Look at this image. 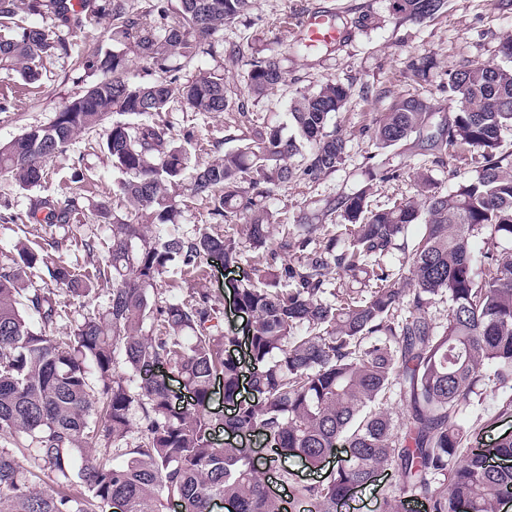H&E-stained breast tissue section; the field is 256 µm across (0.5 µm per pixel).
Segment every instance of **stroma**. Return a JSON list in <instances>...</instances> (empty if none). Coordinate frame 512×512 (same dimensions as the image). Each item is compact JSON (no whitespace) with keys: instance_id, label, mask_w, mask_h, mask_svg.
I'll list each match as a JSON object with an SVG mask.
<instances>
[{"instance_id":"obj_1","label":"stroma","mask_w":512,"mask_h":512,"mask_svg":"<svg viewBox=\"0 0 512 512\" xmlns=\"http://www.w3.org/2000/svg\"><path fill=\"white\" fill-rule=\"evenodd\" d=\"M392 3L393 0H253L249 13L224 29L228 56L218 61L203 60V68L223 71L233 79V87L240 93L244 87L239 77L245 72L252 51L284 52L276 38L281 14L290 12L299 18L317 8L330 7L348 24V36L342 45L305 56L287 54L285 83L247 105L248 112L257 114L261 120L283 124L288 119V101L296 93L315 91L319 84L331 80L351 88L347 107L332 119L337 131L348 140L345 162L330 177L317 183H295L286 193L270 200L269 207L281 223H298L312 200L336 198L362 185L361 168L372 151L363 131L374 124L395 97L418 94L427 97L436 111L453 112L454 104L442 90L449 71L471 61L499 63V44L512 37V0H447L440 13L420 22L395 14ZM364 14L369 17L368 26H354V19ZM111 44L109 18L93 16L75 34L70 57L47 60L39 81L29 83L17 75L0 77V94L9 97L7 107L0 110V144L29 128L48 124L66 101L93 82L92 73L85 67L89 56L96 48ZM423 54L433 55L438 65L428 81L419 83L407 64L410 58ZM163 118L175 131L193 130L213 157L228 148L224 141L225 126L243 122L234 111L207 118L183 111L177 103L172 104ZM74 166L83 170L84 182L69 183L70 169ZM50 169L51 177L39 187V194L58 198L80 196L83 212L79 223L66 230L35 227L26 219L28 191L0 174V206H8L13 216L10 222H0V262L8 260L15 242L25 236L38 243L66 236L73 241L70 255L79 263L92 258L104 262L106 252L88 257L79 241L87 237H109L110 231L98 222L94 207L111 200L118 171L104 152L89 149L81 141L54 158ZM238 277V269L225 267L217 260L209 267L201 285L220 302L225 324L241 328L246 324V316L233 307Z\"/></svg>"}]
</instances>
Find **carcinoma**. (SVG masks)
<instances>
[{
	"label": "carcinoma",
	"instance_id": "obj_1",
	"mask_svg": "<svg viewBox=\"0 0 512 512\" xmlns=\"http://www.w3.org/2000/svg\"><path fill=\"white\" fill-rule=\"evenodd\" d=\"M445 0H394L393 9L422 21ZM252 0H155L145 10L130 0H0V74L29 81L43 60L70 56L86 13L112 20V49L90 57L98 78L46 126L0 145V174L24 189L39 185L47 164L76 138L112 119L105 148L122 178L117 208L97 205L109 226L110 260L81 266L65 257V239L34 248L18 242L0 265V512H337L383 468L397 481L381 494L378 512H501L512 501V438L474 447L488 388L512 383V38L500 43L503 64L471 63L448 73L457 98L438 115L420 95L399 96L368 131L376 152L366 157L364 184L334 200H314L303 224H279L267 201L288 185L319 182L346 157L345 138L328 130L351 90L341 81L300 93L288 104L294 133L248 119L224 127L235 146L203 166L172 126L155 120L178 100L210 116L241 108L224 75L198 69L224 56V27L247 15ZM44 15L26 24L20 13ZM156 16L157 22L148 20ZM155 74L130 75L129 54ZM431 55L410 64L428 79ZM260 99L285 82L283 60L261 52L243 76ZM432 164L448 148L476 149L475 173L447 194L428 168L414 174L417 196L373 209V182L408 173L397 148L405 142ZM209 224L189 234L170 226L196 201ZM80 198L28 197L38 224L78 221ZM330 213L340 217L326 224ZM227 226L225 235L213 226ZM417 224L414 239L408 229ZM482 238L483 248L473 242ZM219 256L242 269L235 303L248 314L243 333L224 328L220 304L204 288L160 301L158 280L172 266L190 282L204 279ZM47 271L72 297L108 286L105 307L64 336L68 318L55 291L37 288L32 270ZM447 305L445 321L433 314ZM130 372L115 373L117 357ZM167 366L191 388L193 403L176 411L158 369ZM230 413L217 422L206 410L216 381ZM403 408L396 418L391 400ZM141 409L130 439L129 412ZM236 437L219 445L217 425ZM261 437L256 467L245 438ZM112 448L78 456L100 442ZM352 450L329 475L298 483L283 466L297 458L318 471L337 443ZM52 486H39L41 475ZM291 488L288 508L269 483ZM80 484L82 490L73 492Z\"/></svg>",
	"mask_w": 512,
	"mask_h": 512
}]
</instances>
